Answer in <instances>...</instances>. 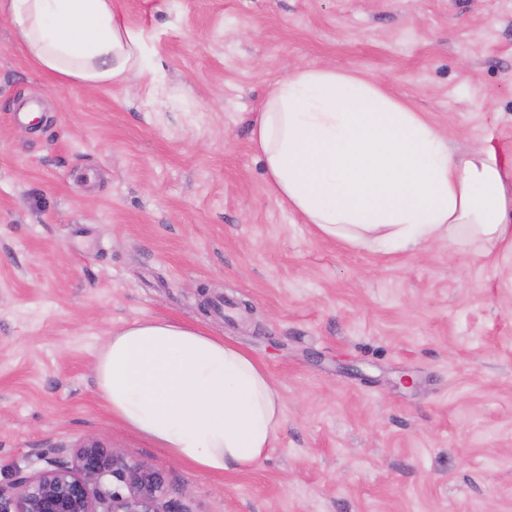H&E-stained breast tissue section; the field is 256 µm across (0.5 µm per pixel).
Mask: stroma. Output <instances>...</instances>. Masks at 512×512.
<instances>
[{"instance_id": "35a3bbf8", "label": "stroma", "mask_w": 512, "mask_h": 512, "mask_svg": "<svg viewBox=\"0 0 512 512\" xmlns=\"http://www.w3.org/2000/svg\"><path fill=\"white\" fill-rule=\"evenodd\" d=\"M115 3L147 59L122 86L53 80L0 20V482L92 436L186 512H512V251L320 238L250 140L271 85L322 65L511 160L512 0ZM156 316L269 373L282 429L251 470L198 471L98 401L113 328Z\"/></svg>"}]
</instances>
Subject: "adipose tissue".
<instances>
[{
	"label": "adipose tissue",
	"mask_w": 512,
	"mask_h": 512,
	"mask_svg": "<svg viewBox=\"0 0 512 512\" xmlns=\"http://www.w3.org/2000/svg\"><path fill=\"white\" fill-rule=\"evenodd\" d=\"M17 41L62 80L122 85L146 66L144 37L112 0H0ZM271 192L321 237L385 255L436 242L486 256L512 245V164L448 137L384 84L324 66L277 81L252 122ZM113 417L194 468H253L282 425L262 365L168 318L113 330L95 364Z\"/></svg>",
	"instance_id": "obj_1"
}]
</instances>
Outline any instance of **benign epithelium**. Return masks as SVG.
<instances>
[{
    "label": "benign epithelium",
    "instance_id": "obj_1",
    "mask_svg": "<svg viewBox=\"0 0 512 512\" xmlns=\"http://www.w3.org/2000/svg\"><path fill=\"white\" fill-rule=\"evenodd\" d=\"M55 454L40 471L0 484V512H185L156 470L94 437Z\"/></svg>",
    "mask_w": 512,
    "mask_h": 512
}]
</instances>
